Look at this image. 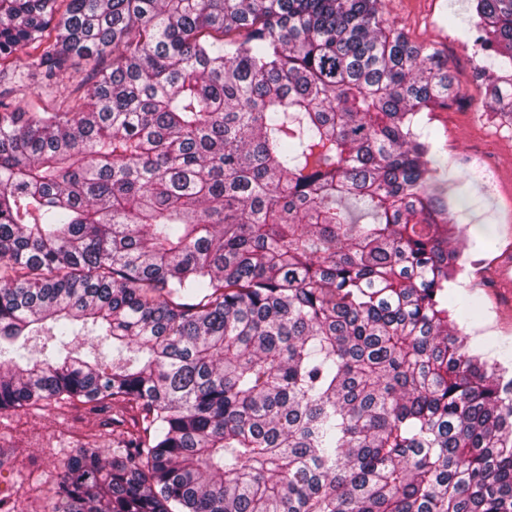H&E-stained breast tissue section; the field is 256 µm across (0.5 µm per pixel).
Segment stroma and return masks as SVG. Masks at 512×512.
<instances>
[{"instance_id": "1", "label": "stroma", "mask_w": 512, "mask_h": 512, "mask_svg": "<svg viewBox=\"0 0 512 512\" xmlns=\"http://www.w3.org/2000/svg\"><path fill=\"white\" fill-rule=\"evenodd\" d=\"M387 18L417 45L448 57L462 100L429 113L426 122L439 162L437 187L451 197L467 236L457 244L451 295L478 301L479 317L462 324L472 348L512 362V125L483 107L471 41L475 18L468 0H382ZM28 85L11 95L21 112H50L69 87ZM120 426L79 402L38 403L0 410V498L11 512H48L49 497L76 448L92 443L111 455Z\"/></svg>"}]
</instances>
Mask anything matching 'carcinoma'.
<instances>
[{
	"label": "carcinoma",
	"instance_id": "1",
	"mask_svg": "<svg viewBox=\"0 0 512 512\" xmlns=\"http://www.w3.org/2000/svg\"><path fill=\"white\" fill-rule=\"evenodd\" d=\"M470 7L507 119L512 0ZM20 56L88 68L54 112L0 91V409L141 418L52 512H512V375L448 303L436 48L381 0H0V86Z\"/></svg>",
	"mask_w": 512,
	"mask_h": 512
}]
</instances>
